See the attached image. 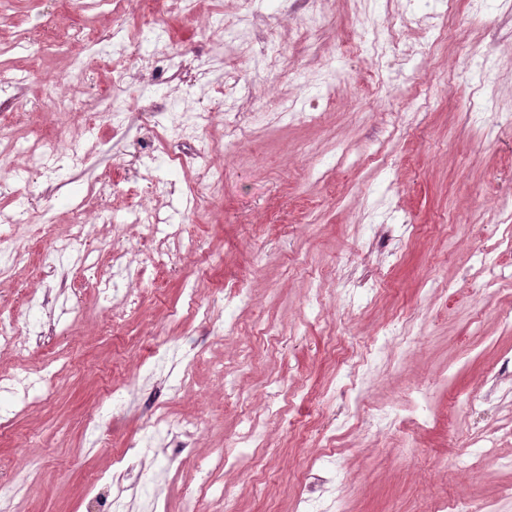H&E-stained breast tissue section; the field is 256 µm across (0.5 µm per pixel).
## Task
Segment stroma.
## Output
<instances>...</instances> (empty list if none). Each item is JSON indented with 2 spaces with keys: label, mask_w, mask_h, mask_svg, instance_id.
Returning a JSON list of instances; mask_svg holds the SVG:
<instances>
[{
  "label": "stroma",
  "mask_w": 512,
  "mask_h": 512,
  "mask_svg": "<svg viewBox=\"0 0 512 512\" xmlns=\"http://www.w3.org/2000/svg\"><path fill=\"white\" fill-rule=\"evenodd\" d=\"M243 15L248 49L225 47ZM159 33L187 67L134 76L123 46L150 52ZM75 61L81 109L62 115L52 77ZM0 65L18 87L0 209L43 214L0 242L25 252L0 276V315L28 339L0 351V376L55 373L21 406L0 391V458L37 472L17 512H110L111 481L95 503L87 484L133 442L130 512H182L198 464L224 455L213 487L236 512H296L303 494L318 512L338 493L346 512H512V394L494 383L512 357V0H12ZM204 108L196 138L172 137L170 114ZM35 142L91 152L46 177ZM143 207L155 228L135 223ZM116 281L132 291L118 306ZM178 422L195 429L177 455Z\"/></svg>",
  "instance_id": "35a3bbf8"
}]
</instances>
